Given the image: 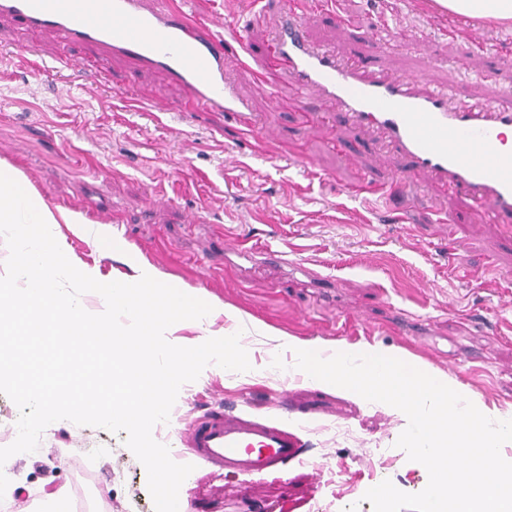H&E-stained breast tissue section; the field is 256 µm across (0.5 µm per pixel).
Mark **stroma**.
Wrapping results in <instances>:
<instances>
[{
  "label": "stroma",
  "mask_w": 512,
  "mask_h": 512,
  "mask_svg": "<svg viewBox=\"0 0 512 512\" xmlns=\"http://www.w3.org/2000/svg\"><path fill=\"white\" fill-rule=\"evenodd\" d=\"M188 2L260 57L286 0ZM302 2L315 14L308 35L316 44L397 76L432 71L461 102L512 101V22L474 19L483 38L476 45L454 21H430L435 0ZM55 42L0 20V163L51 208L85 216L55 227L77 265L110 281L147 267L218 303L175 326L168 341L192 347L235 332L233 310L326 354L338 344L404 351L490 413L512 414V247L502 224L444 194L431 176L401 180L403 160L342 113L278 103L280 77L261 86L229 72L252 103L262 147L223 114L175 111L185 93L157 71L121 59L95 74L34 71L28 48L50 53ZM126 93L173 110H127ZM447 212L453 223H436ZM96 230L111 234V253L94 245ZM240 343L250 371L208 365L181 387L156 441L178 450L181 432L209 407L276 417L285 390L303 402L340 399L360 414L287 416L307 431L311 459L283 472L250 477L196 465L179 491L185 512H309L317 500L342 512L377 481L410 494L426 487V468L396 446L403 412L316 385L288 349L251 333ZM338 423L352 440L324 435ZM125 438L50 424L35 452L0 467L10 481L0 512L11 503L17 512H155L146 469ZM86 448L100 451L91 469L80 463ZM57 489L66 493L59 505L50 500Z\"/></svg>",
  "instance_id": "obj_1"
}]
</instances>
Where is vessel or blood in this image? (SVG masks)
Returning <instances> with one entry per match:
<instances>
[{"mask_svg":"<svg viewBox=\"0 0 512 512\" xmlns=\"http://www.w3.org/2000/svg\"><path fill=\"white\" fill-rule=\"evenodd\" d=\"M22 20L66 44L92 47L100 65L122 58L181 86L180 112L203 108L238 117L255 134L250 103L227 80L229 68L262 79L286 76L283 97L336 106L376 130L407 162L408 174L438 176L458 195L512 216V157L499 145L512 131V104L454 103L432 75L402 79L341 60L306 34L311 18L289 0L266 58L243 39L230 42L192 13L185 0H0V19ZM190 460L242 475L287 470L301 454L297 429L277 420L211 411L181 436Z\"/></svg>","mask_w":512,"mask_h":512,"instance_id":"vessel-or-blood-1","label":"vessel or blood"}]
</instances>
